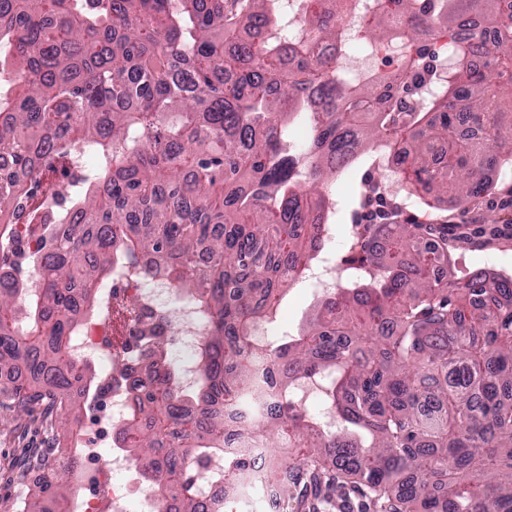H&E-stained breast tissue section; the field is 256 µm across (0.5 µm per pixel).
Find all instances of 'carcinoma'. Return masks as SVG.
I'll list each match as a JSON object with an SVG mask.
<instances>
[{
    "label": "carcinoma",
    "mask_w": 512,
    "mask_h": 512,
    "mask_svg": "<svg viewBox=\"0 0 512 512\" xmlns=\"http://www.w3.org/2000/svg\"><path fill=\"white\" fill-rule=\"evenodd\" d=\"M375 2L366 43L401 48L397 65L349 80L320 56L344 34L330 8L310 12L290 51L286 38L238 42L243 27L288 33L270 0H0V154L31 173L78 142L99 157L68 201L82 222L42 226L39 291L0 274V371L27 373L10 395L19 407L46 400L67 420L74 395L92 386L71 359L76 315L97 310L99 284L118 266L153 256L142 274L195 295L207 321L201 379L180 393L164 337H143L139 355L155 370H122L137 406L119 438L141 450L158 499L180 490L182 512H201L188 469L222 454L224 410L247 404L272 371L283 392L275 421L310 449L292 463L298 479L333 471L392 512H512V280L464 261L466 245L512 226V184L485 177L512 161V111L489 94L512 62V12L500 0H440L429 15L418 0ZM463 19L448 67L434 68L429 46ZM299 115L310 134L294 157L285 125ZM365 144L391 154L422 206L441 188L482 210L478 224L457 223L451 207L441 224L390 210L375 235L391 261L355 240L337 258L342 272L377 276L323 299L304 335L259 347L251 326L275 319L283 287L318 250L326 197L313 203L301 187L356 163ZM25 193L0 172V205ZM307 379L325 383L336 432L291 395ZM58 453L39 457L42 484L20 512H44L47 496L71 512L78 448L62 463ZM245 470L224 460L227 491Z\"/></svg>",
    "instance_id": "carcinoma-1"
}]
</instances>
